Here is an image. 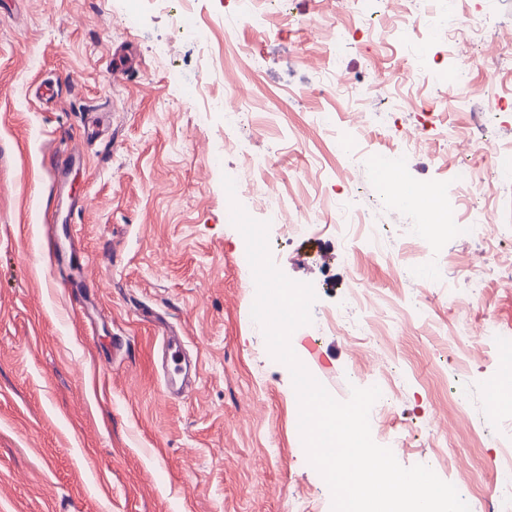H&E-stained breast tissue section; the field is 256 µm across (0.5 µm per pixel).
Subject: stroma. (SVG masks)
<instances>
[{
  "mask_svg": "<svg viewBox=\"0 0 512 512\" xmlns=\"http://www.w3.org/2000/svg\"><path fill=\"white\" fill-rule=\"evenodd\" d=\"M434 4L455 20L470 58L463 105L408 72L402 47L378 28L334 51L326 33L351 23L347 0H283L257 24L240 19L234 0H199L189 13L177 0H141L133 25L129 0H0V512H289L293 497L331 512L330 490L299 446L290 371L252 318L256 286L222 185L244 177L255 153L271 156L274 189L289 204L327 211L305 236L269 233L278 267L316 290L311 324L291 339L297 357L333 397H349L382 369L321 318L347 310L357 276L396 301L425 289L426 313L394 340L387 367L401 390L385 424L393 453L402 466H429L460 496L501 493L512 409L486 405L498 355L459 346L452 330L465 321L478 335L488 315L512 327V288L493 284L480 308L452 307L442 287L464 291L461 269L473 257L454 235L393 270L402 247H417L429 210L375 188L374 159L400 150L412 128L426 144L405 153L392 180L445 194L461 158L482 171L512 146V0ZM198 28L216 58L229 37L260 61L232 78L253 99L241 123L209 109L225 94L223 68L203 73L206 88L190 81L200 52L187 34ZM116 52L126 65L119 83ZM328 70L389 83L361 104L321 91ZM39 85L53 96L37 97ZM325 113L339 130L368 135L362 159L337 152L318 123ZM93 120L100 138L80 142ZM478 126L487 143L472 153L467 136ZM47 145L80 151L59 187L43 167ZM341 206L368 213L377 229L357 241L352 262L334 228ZM475 210L512 225V192L487 181L460 206ZM145 310L182 336L197 364L199 383L183 396L163 390L159 332ZM436 434L460 448L455 463L439 464Z\"/></svg>",
  "mask_w": 512,
  "mask_h": 512,
  "instance_id": "1",
  "label": "stroma"
}]
</instances>
